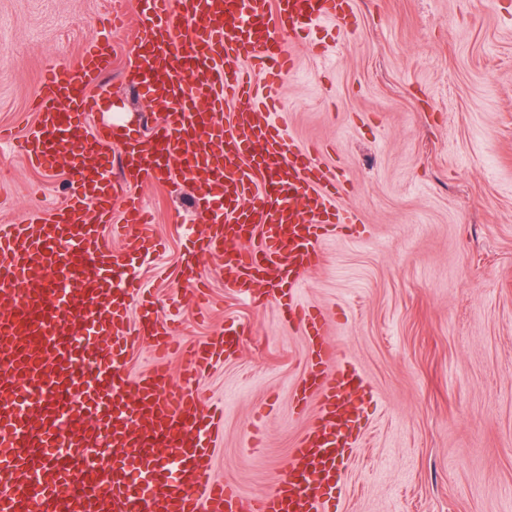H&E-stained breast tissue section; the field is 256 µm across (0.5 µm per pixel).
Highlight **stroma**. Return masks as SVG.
<instances>
[{
	"label": "stroma",
	"instance_id": "1",
	"mask_svg": "<svg viewBox=\"0 0 512 512\" xmlns=\"http://www.w3.org/2000/svg\"><path fill=\"white\" fill-rule=\"evenodd\" d=\"M147 21L136 0H0V224L65 200L66 166H33L45 71L110 45V110L147 138L163 110L124 79ZM344 173L355 210L301 277V308L364 379L358 437L331 512H512V0H352L296 49L272 115ZM200 185H147L159 250H139V286L168 326L157 355L134 345L130 376L156 365L216 408L211 477L250 500L286 470L319 410L296 407L309 337L275 304L245 298L224 260L197 252ZM234 326L233 353L184 382L179 345Z\"/></svg>",
	"mask_w": 512,
	"mask_h": 512
}]
</instances>
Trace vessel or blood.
<instances>
[{
  "mask_svg": "<svg viewBox=\"0 0 512 512\" xmlns=\"http://www.w3.org/2000/svg\"><path fill=\"white\" fill-rule=\"evenodd\" d=\"M141 3L149 31L130 48L127 77L166 99L167 110L152 137L124 142L127 177L113 179L101 160L111 131L79 121L109 92L99 76L111 55L92 49L75 66L49 69L35 93L39 121L24 152L41 168L66 160L75 177L58 206L0 225V512H151L157 503L163 512H327L352 446L341 427L354 409L339 394L358 392L363 381L321 341L316 319L308 321L315 344L296 397L301 405L318 397L319 413L285 475L248 502L201 464L214 419L199 400L166 387L162 368L127 374L129 337L161 349L168 332L147 314L128 324L126 310L140 294L129 252L152 238L153 215L134 187L196 177L197 209L224 200L200 252L223 257L237 286L275 302L285 321L299 316L302 273L330 230L358 216L335 203V168L296 146L258 106L293 70L292 46L325 17H347L351 0ZM233 102L239 110L220 123ZM255 231L259 247L239 250ZM234 345L186 342V375Z\"/></svg>",
  "mask_w": 512,
  "mask_h": 512,
  "instance_id": "vessel-or-blood-1",
  "label": "vessel or blood"
}]
</instances>
